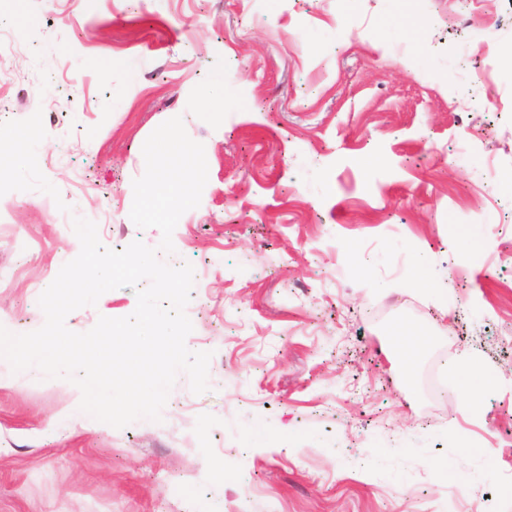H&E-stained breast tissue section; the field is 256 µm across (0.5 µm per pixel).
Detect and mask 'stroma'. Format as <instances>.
Segmentation results:
<instances>
[{
  "instance_id": "stroma-1",
  "label": "stroma",
  "mask_w": 512,
  "mask_h": 512,
  "mask_svg": "<svg viewBox=\"0 0 512 512\" xmlns=\"http://www.w3.org/2000/svg\"><path fill=\"white\" fill-rule=\"evenodd\" d=\"M0 29L24 39L0 59V325H43L64 219L159 244L127 199L179 116L208 182L166 261L212 354L207 392L179 374L121 429L6 376L0 512H453L460 476L470 512H512V0H0ZM402 331L429 338L412 369L384 353ZM464 353L489 379L467 393Z\"/></svg>"
}]
</instances>
